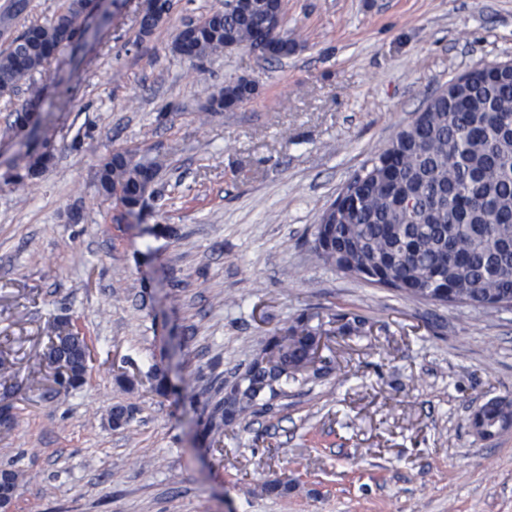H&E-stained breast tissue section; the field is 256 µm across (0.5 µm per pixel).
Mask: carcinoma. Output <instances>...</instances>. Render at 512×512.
I'll use <instances>...</instances> for the list:
<instances>
[{
    "mask_svg": "<svg viewBox=\"0 0 512 512\" xmlns=\"http://www.w3.org/2000/svg\"><path fill=\"white\" fill-rule=\"evenodd\" d=\"M88 0H66L51 19L9 40L0 51V94L32 83L53 49L80 31ZM172 0H148L139 35L151 34L170 13ZM28 8V0H8L0 7V35L8 34ZM192 67L225 48V37L252 43V19L245 10L199 18ZM158 163L116 149L102 158L96 172L99 194L129 206L154 183ZM326 227L335 248L316 258L331 267L340 253L349 255L355 274L406 297L429 302L512 308V67L498 68L471 81L461 95L443 92L430 99L422 114L400 129L389 146L367 160L350 180L343 207L323 215L315 231ZM322 324L300 318L262 348L246 372L224 384L209 429L216 434L227 419H246L265 409L263 395L284 393L282 379L305 372L300 353ZM49 359H65L63 389L85 382L84 345L72 340ZM512 417V400L491 399L473 419L496 430Z\"/></svg>",
    "mask_w": 512,
    "mask_h": 512,
    "instance_id": "1",
    "label": "carcinoma"
}]
</instances>
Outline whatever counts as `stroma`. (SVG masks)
Instances as JSON below:
<instances>
[{
  "label": "stroma",
  "mask_w": 512,
  "mask_h": 512,
  "mask_svg": "<svg viewBox=\"0 0 512 512\" xmlns=\"http://www.w3.org/2000/svg\"><path fill=\"white\" fill-rule=\"evenodd\" d=\"M103 0L36 74L38 135L0 95V468L16 512H512V309L421 302L318 263L321 213L450 79L512 62V0H285L294 53L189 68L184 23L224 0ZM241 77L233 112L210 98ZM157 159L134 211L96 189L101 156ZM51 152L39 175L30 158ZM329 335L318 378L208 429L224 385L300 316ZM59 320L85 336L77 389L45 360ZM133 407L128 425L113 406ZM280 479L279 493L261 485ZM148 2L142 9L139 21V35H150L154 29L170 13L172 0H147ZM512 418V400L509 398L491 399L474 412L473 419L480 422L485 428L495 431L507 417Z\"/></svg>",
  "instance_id": "obj_1"
}]
</instances>
